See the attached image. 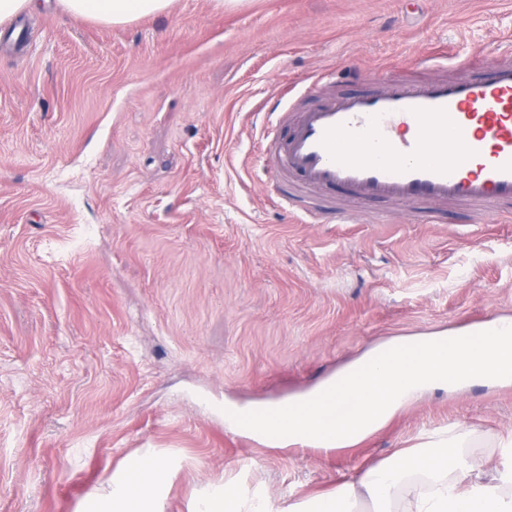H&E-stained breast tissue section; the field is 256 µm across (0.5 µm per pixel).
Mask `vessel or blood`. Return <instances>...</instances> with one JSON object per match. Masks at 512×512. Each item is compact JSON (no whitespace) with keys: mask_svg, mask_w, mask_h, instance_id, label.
I'll use <instances>...</instances> for the list:
<instances>
[{"mask_svg":"<svg viewBox=\"0 0 512 512\" xmlns=\"http://www.w3.org/2000/svg\"><path fill=\"white\" fill-rule=\"evenodd\" d=\"M470 65L465 76L440 65L326 97L320 89L331 77L302 87L288 101L292 137L280 140L271 122L260 147L281 204L313 222L325 212L355 222L356 204L377 199L418 205L420 224L437 223L456 203L475 218L512 215V55L490 64L476 55ZM407 127L419 135L405 139ZM337 186L352 208L307 206L305 190Z\"/></svg>","mask_w":512,"mask_h":512,"instance_id":"vessel-or-blood-1","label":"vessel or blood"}]
</instances>
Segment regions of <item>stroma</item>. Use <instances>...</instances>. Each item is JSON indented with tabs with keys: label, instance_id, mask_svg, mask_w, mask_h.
<instances>
[{
	"label": "stroma",
	"instance_id": "1",
	"mask_svg": "<svg viewBox=\"0 0 512 512\" xmlns=\"http://www.w3.org/2000/svg\"><path fill=\"white\" fill-rule=\"evenodd\" d=\"M22 23L0 43V512H82L146 448L173 466L165 512L229 481L305 501L430 437L500 462L512 383L432 390L328 452L242 438L224 405L512 318V219L372 200L358 224L301 222L256 124L323 74H468L512 49V0H173L122 26L49 2Z\"/></svg>",
	"mask_w": 512,
	"mask_h": 512
}]
</instances>
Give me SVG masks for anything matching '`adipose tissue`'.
Masks as SVG:
<instances>
[{"mask_svg":"<svg viewBox=\"0 0 512 512\" xmlns=\"http://www.w3.org/2000/svg\"><path fill=\"white\" fill-rule=\"evenodd\" d=\"M173 0H59L63 13L106 25H126L139 18L166 13ZM169 464L146 453L129 461L112 477L110 491L90 498L85 512H162L171 480ZM512 462L487 472L462 454L439 449L397 454L367 467L354 481L337 485L311 505H278L254 497L228 482L197 497L194 512H355L369 501L373 512H512Z\"/></svg>","mask_w":512,"mask_h":512,"instance_id":"adipose-tissue-1","label":"adipose tissue"}]
</instances>
